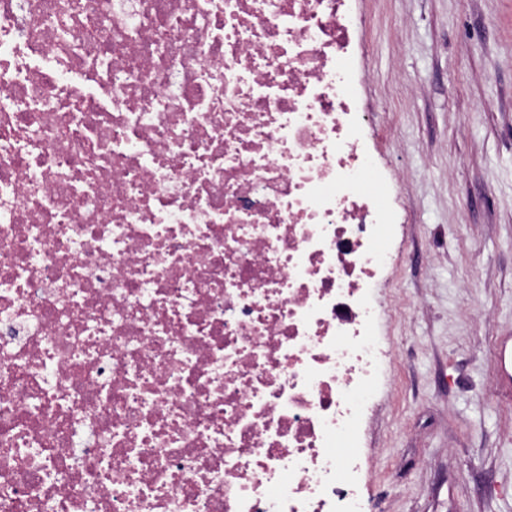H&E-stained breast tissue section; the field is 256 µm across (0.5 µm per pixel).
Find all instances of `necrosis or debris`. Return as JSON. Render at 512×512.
Listing matches in <instances>:
<instances>
[{
    "label": "necrosis or debris",
    "instance_id": "necrosis-or-debris-1",
    "mask_svg": "<svg viewBox=\"0 0 512 512\" xmlns=\"http://www.w3.org/2000/svg\"><path fill=\"white\" fill-rule=\"evenodd\" d=\"M352 0H0V512H372L406 216Z\"/></svg>",
    "mask_w": 512,
    "mask_h": 512
}]
</instances>
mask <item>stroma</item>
<instances>
[{
	"label": "stroma",
	"instance_id": "obj_1",
	"mask_svg": "<svg viewBox=\"0 0 512 512\" xmlns=\"http://www.w3.org/2000/svg\"><path fill=\"white\" fill-rule=\"evenodd\" d=\"M362 92L407 211L380 296L387 372L363 451L383 512H512V0H354Z\"/></svg>",
	"mask_w": 512,
	"mask_h": 512
}]
</instances>
